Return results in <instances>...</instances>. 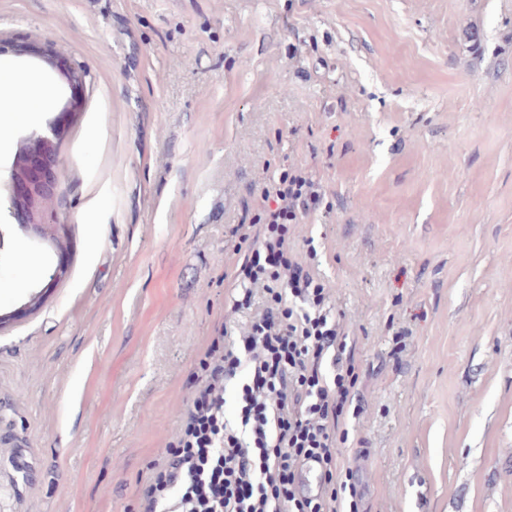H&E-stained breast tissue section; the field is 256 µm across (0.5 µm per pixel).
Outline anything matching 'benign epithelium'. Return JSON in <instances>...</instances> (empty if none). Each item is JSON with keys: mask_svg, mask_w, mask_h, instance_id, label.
Listing matches in <instances>:
<instances>
[{"mask_svg": "<svg viewBox=\"0 0 512 512\" xmlns=\"http://www.w3.org/2000/svg\"><path fill=\"white\" fill-rule=\"evenodd\" d=\"M21 54L41 56L57 72L61 80L70 89V97L62 109L56 125L51 129L52 137L38 138L41 147L30 152L21 170L11 175L12 193L14 199L26 202V209L22 211L23 227L39 238L46 237V228L49 224L44 221L46 202L51 195L52 185L55 181L61 159L54 150V140L65 132L72 113L78 111L85 89L84 74L74 68L67 58L62 55H49L37 46H24L17 49Z\"/></svg>", "mask_w": 512, "mask_h": 512, "instance_id": "7a95c632", "label": "benign epithelium"}]
</instances>
